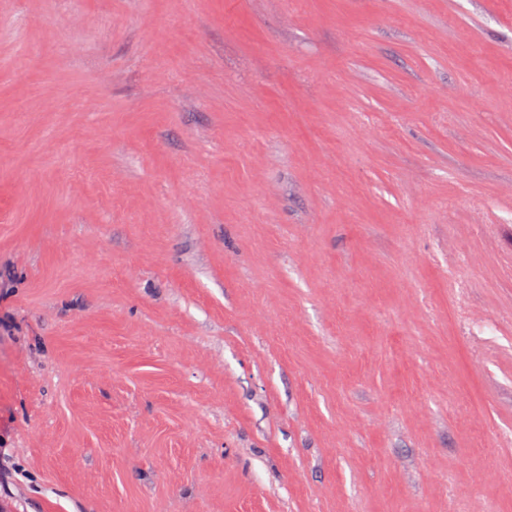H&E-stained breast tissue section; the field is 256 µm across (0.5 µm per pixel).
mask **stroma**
I'll use <instances>...</instances> for the list:
<instances>
[{
	"label": "stroma",
	"instance_id": "stroma-1",
	"mask_svg": "<svg viewBox=\"0 0 512 512\" xmlns=\"http://www.w3.org/2000/svg\"><path fill=\"white\" fill-rule=\"evenodd\" d=\"M8 512H512V0H0Z\"/></svg>",
	"mask_w": 512,
	"mask_h": 512
}]
</instances>
